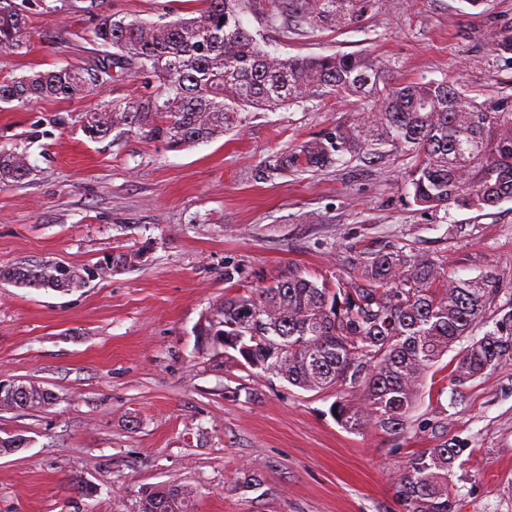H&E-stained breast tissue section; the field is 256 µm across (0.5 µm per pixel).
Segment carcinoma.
I'll use <instances>...</instances> for the list:
<instances>
[{"mask_svg": "<svg viewBox=\"0 0 512 512\" xmlns=\"http://www.w3.org/2000/svg\"><path fill=\"white\" fill-rule=\"evenodd\" d=\"M42 0H0V50L23 45L29 14ZM199 15L168 22L94 14L91 41L115 52L82 67L34 71L0 81V103L23 106L34 98L69 99L98 83L127 75L157 79V90L103 101L77 115L84 135L112 133L160 141L171 150L214 140L236 126L247 107L278 109L314 100H351L353 116L334 140L301 146V161L321 169L344 157H380L383 145L411 153L415 205L484 210L512 199V98L479 101L447 80L400 81L370 56L333 54L280 57L243 24L251 14L267 27L341 28L362 23L376 0H202ZM490 42L512 54V26ZM34 167L24 151L0 149V182L20 183ZM124 251L104 266L61 268L44 261L0 268V281L66 293L139 263ZM501 292L485 274L453 277L448 267L401 248L359 259L353 271L317 282L291 273L264 288L224 296L218 319L198 329L224 346L247 370H261L306 391H332L337 423L403 433L424 376L484 317ZM493 329L462 347L448 373L464 388L487 371L512 365V297L498 309ZM362 395L354 406L345 396ZM54 400L30 389L14 408L37 410ZM463 449L443 442L416 452L395 477L401 512H454L450 472ZM193 489L169 482L142 494L139 512H193Z\"/></svg>", "mask_w": 512, "mask_h": 512, "instance_id": "carcinoma-1", "label": "carcinoma"}]
</instances>
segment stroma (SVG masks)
<instances>
[{"label":"stroma","mask_w":512,"mask_h":512,"mask_svg":"<svg viewBox=\"0 0 512 512\" xmlns=\"http://www.w3.org/2000/svg\"><path fill=\"white\" fill-rule=\"evenodd\" d=\"M93 0H45L24 46L0 51V81L80 66ZM101 14L173 20L201 0H94ZM284 57L368 54L404 81L447 79L481 100L512 97V60L490 45L512 24V0H380L360 26L263 29ZM133 75L71 99L0 104V148H27L33 174L0 183V267L41 260L89 268L141 250L134 268L61 293L0 282V380L55 396L40 410H1L0 437L26 448L0 456V512H138L140 488L197 491L193 512H400L407 457L463 448L451 477L455 512H512V365L460 393L450 356L427 375L404 434L343 429L331 392L305 391L231 363L197 328L229 290L299 272L335 279L353 261L403 247L458 278H500L512 297V200L482 211L413 203L412 154L384 147L321 170L284 168L304 142L352 116L346 101L277 111L247 108L224 136L179 151L140 136L90 141L55 126L100 100L154 91ZM257 476V486L244 480Z\"/></svg>","instance_id":"stroma-1"}]
</instances>
